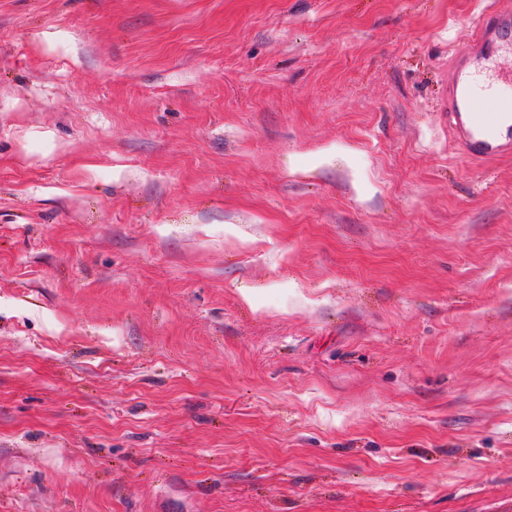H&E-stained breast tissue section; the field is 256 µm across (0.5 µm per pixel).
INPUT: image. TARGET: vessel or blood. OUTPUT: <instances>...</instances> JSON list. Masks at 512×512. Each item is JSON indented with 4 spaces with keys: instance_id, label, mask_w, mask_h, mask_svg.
Listing matches in <instances>:
<instances>
[{
    "instance_id": "1",
    "label": "vessel or blood",
    "mask_w": 512,
    "mask_h": 512,
    "mask_svg": "<svg viewBox=\"0 0 512 512\" xmlns=\"http://www.w3.org/2000/svg\"><path fill=\"white\" fill-rule=\"evenodd\" d=\"M508 47L512 13L485 11L448 75V130L456 151L476 163L512 154V104L499 100L500 88L512 86V68L496 64Z\"/></svg>"
}]
</instances>
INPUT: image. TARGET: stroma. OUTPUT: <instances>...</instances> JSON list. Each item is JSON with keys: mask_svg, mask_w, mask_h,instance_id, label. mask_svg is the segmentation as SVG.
Segmentation results:
<instances>
[{"mask_svg": "<svg viewBox=\"0 0 512 512\" xmlns=\"http://www.w3.org/2000/svg\"><path fill=\"white\" fill-rule=\"evenodd\" d=\"M512 0H0V512H512ZM507 47H512V13L487 10L475 20L464 53L452 61L448 130L455 150L472 162L512 154V137L502 133L504 128L512 129V104L499 103L498 91L512 86V68L495 63Z\"/></svg>", "mask_w": 512, "mask_h": 512, "instance_id": "35a3bbf8", "label": "stroma"}]
</instances>
